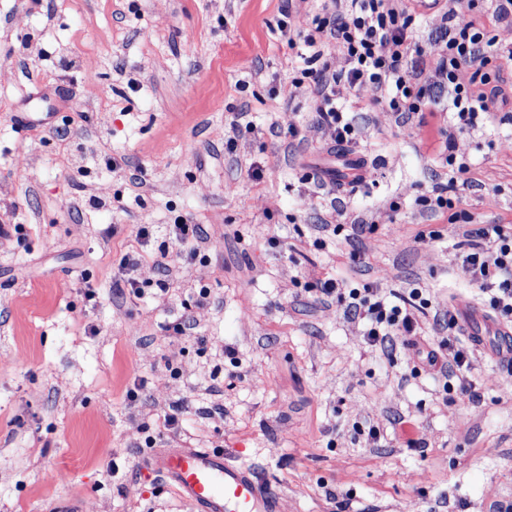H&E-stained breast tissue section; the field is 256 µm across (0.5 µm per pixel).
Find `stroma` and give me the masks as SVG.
Masks as SVG:
<instances>
[{
	"label": "stroma",
	"mask_w": 512,
	"mask_h": 512,
	"mask_svg": "<svg viewBox=\"0 0 512 512\" xmlns=\"http://www.w3.org/2000/svg\"><path fill=\"white\" fill-rule=\"evenodd\" d=\"M281 5L0 0V225L25 227L0 238V512H193L141 466L175 406L181 430L161 447L224 449L282 512L512 503L502 366L477 352L476 396L460 400L401 340L369 346L344 304L311 288H423L439 310L477 295L458 227L417 203L449 178L417 118L346 104L358 134L345 149L370 173L321 181L329 148L309 90L291 87L301 64L274 32ZM48 110L55 119L23 126ZM458 139L477 183L458 187L461 208L478 224L512 218V120ZM91 154L120 165L81 176ZM179 215L198 243L162 260L146 249L136 272L169 274L168 292L130 295L118 266L139 225ZM426 226L437 238L418 240ZM185 318L192 334L168 335Z\"/></svg>",
	"instance_id": "35a3bbf8"
}]
</instances>
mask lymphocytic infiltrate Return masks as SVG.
I'll return each instance as SVG.
<instances>
[{"instance_id": "obj_1", "label": "lymphocytic infiltrate", "mask_w": 512, "mask_h": 512, "mask_svg": "<svg viewBox=\"0 0 512 512\" xmlns=\"http://www.w3.org/2000/svg\"><path fill=\"white\" fill-rule=\"evenodd\" d=\"M420 7L421 0H346L342 6L337 0H325L322 15L307 22L293 10L290 0H285L277 30L305 64L303 76L317 102L314 127L324 143H346L357 136L354 124L341 110L343 101L360 100L369 93L398 117L414 116L419 127L436 129L435 94L444 92L455 116V130L437 129L434 151L442 164L461 178L470 169L458 133L474 127L477 120L493 118L495 109L512 102V82L504 77L506 66H512V47L499 45L480 18L446 27L437 51L430 56L431 74L423 76L420 63L426 54L412 28ZM328 48L335 51L339 68L325 61ZM423 203L431 212L445 215L449 223L463 225L460 257L471 281L495 317L511 326L512 225L474 224L472 215L459 209L457 195L445 188L424 198ZM319 291L345 303L351 318L364 325L371 346L381 347L402 337L404 345L437 375L457 379L459 398L475 397L468 377L474 349L463 342L453 311L435 315L446 332L439 347H422L420 316L431 308L432 300L421 289H411L397 303L370 284L349 288L329 278L320 281Z\"/></svg>"}]
</instances>
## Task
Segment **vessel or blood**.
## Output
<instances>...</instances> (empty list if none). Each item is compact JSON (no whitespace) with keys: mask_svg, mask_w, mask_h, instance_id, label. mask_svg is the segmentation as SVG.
<instances>
[{"mask_svg":"<svg viewBox=\"0 0 512 512\" xmlns=\"http://www.w3.org/2000/svg\"><path fill=\"white\" fill-rule=\"evenodd\" d=\"M340 171L357 180L366 165L361 156L349 153ZM337 172L326 171L322 178L334 181ZM462 321L477 348L490 350L502 366L512 365V327L472 304L463 307ZM146 464L170 481L195 512H282L279 495L263 487L252 470L231 463L223 451L164 448L150 455Z\"/></svg>","mask_w":512,"mask_h":512,"instance_id":"1","label":"vessel or blood"}]
</instances>
